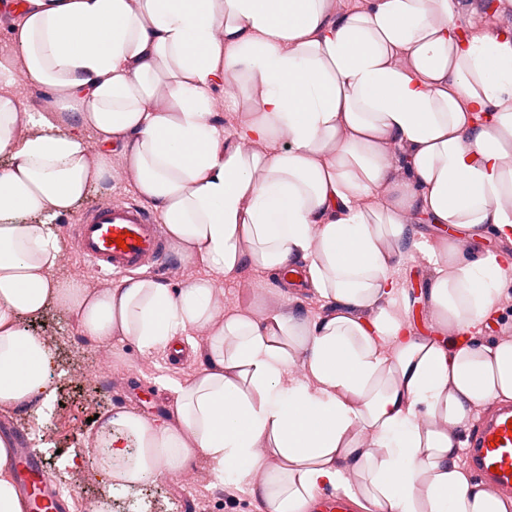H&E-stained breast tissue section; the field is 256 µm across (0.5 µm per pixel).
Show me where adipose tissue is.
Instances as JSON below:
<instances>
[{
  "label": "adipose tissue",
  "instance_id": "ef3b65f1",
  "mask_svg": "<svg viewBox=\"0 0 512 512\" xmlns=\"http://www.w3.org/2000/svg\"><path fill=\"white\" fill-rule=\"evenodd\" d=\"M340 2L25 0L0 52V407L54 399L53 353L25 324L50 305L86 338L143 352L203 329L174 422L127 411L86 437L108 486L201 454L249 480L264 512H308L323 489L377 512H512L457 463L471 412L512 400V341L471 335L512 265L481 249L491 234L512 242V31L463 24L468 0ZM20 71L54 111H21ZM221 97L240 115L229 132ZM85 129L103 152L88 153ZM116 145L210 277L101 292L52 277L53 222L109 178ZM410 246L432 266L425 334L394 277ZM293 265L323 314L219 312L214 276Z\"/></svg>",
  "mask_w": 512,
  "mask_h": 512
}]
</instances>
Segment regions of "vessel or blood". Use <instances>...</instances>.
Instances as JSON below:
<instances>
[{
    "instance_id": "vessel-or-blood-1",
    "label": "vessel or blood",
    "mask_w": 512,
    "mask_h": 512,
    "mask_svg": "<svg viewBox=\"0 0 512 512\" xmlns=\"http://www.w3.org/2000/svg\"><path fill=\"white\" fill-rule=\"evenodd\" d=\"M71 233L79 253L100 273L136 269L167 254L150 214L135 204H98L81 215ZM466 463L473 475L497 492L512 495V406L482 418L467 441ZM15 473L25 512H68L67 501L53 489L31 449L16 446Z\"/></svg>"
}]
</instances>
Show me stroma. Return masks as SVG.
Instances as JSON below:
<instances>
[{
    "mask_svg": "<svg viewBox=\"0 0 512 512\" xmlns=\"http://www.w3.org/2000/svg\"><path fill=\"white\" fill-rule=\"evenodd\" d=\"M110 201L135 204L140 201L126 174L123 153L118 148L112 152L110 178L90 186L69 214L57 218L55 232L64 239L69 224L75 223L83 212L97 203ZM86 267V261L76 248L64 240L52 275L59 280H85L87 288L93 290L108 289L119 282L113 275L85 279ZM429 274L428 260L422 259L416 249L407 250L396 272L398 282L408 289L413 301L411 320L420 328L425 327L429 320V304L423 295ZM282 291H285L282 281L251 268L234 277L219 275L215 278V293L224 309L247 301L257 305L277 303L282 300ZM30 328L38 335L57 339L56 346L52 348L56 399L51 407L38 412L0 409V421L12 422L30 441L36 442L48 480L69 475L70 469L65 460L70 455L83 456L82 475L66 493L70 502L75 504L80 498L100 495L105 489L92 457L83 446L85 436L99 430V415L134 411L150 420H173L176 399L173 387L188 383L199 372L208 338L203 331H193L195 350L185 351L177 360L159 350L152 353V362L148 365L143 364L142 353L132 343L113 340L112 362L106 378L112 390L103 395L97 382L86 378L92 366L95 345L90 342L85 348H78L79 326L72 313L50 306L40 319L31 323ZM145 486L147 498L158 503L162 512H262L259 501L251 496L244 481L228 483L214 477L207 484L188 487L178 476L159 474L150 477Z\"/></svg>",
    "mask_w": 512,
    "mask_h": 512,
    "instance_id": "35a3bbf8",
    "label": "stroma"
}]
</instances>
